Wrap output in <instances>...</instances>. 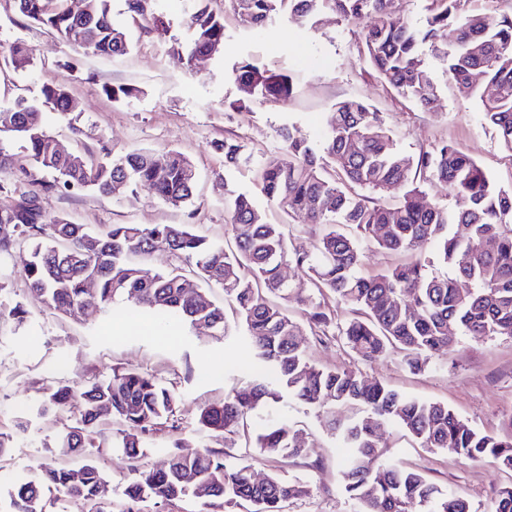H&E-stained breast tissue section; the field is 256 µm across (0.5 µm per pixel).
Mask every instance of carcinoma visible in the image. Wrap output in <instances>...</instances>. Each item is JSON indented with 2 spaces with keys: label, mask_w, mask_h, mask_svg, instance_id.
<instances>
[{
  "label": "carcinoma",
  "mask_w": 512,
  "mask_h": 512,
  "mask_svg": "<svg viewBox=\"0 0 512 512\" xmlns=\"http://www.w3.org/2000/svg\"><path fill=\"white\" fill-rule=\"evenodd\" d=\"M188 15L190 43L179 47L192 64L224 42V16L209 0H192ZM469 0H430L421 26L399 18L403 0H224L240 24L258 26L282 11L300 24L317 28L329 10L336 22L371 18L362 34V51L372 67L398 93L424 110L433 108L437 84L426 53L445 62L446 76L460 93L475 98L484 121L512 154V15L470 14ZM28 21L53 31L67 44L94 55L111 57L130 51L127 31L112 21V0H88L82 17L71 15L68 0H15ZM133 17L151 22L159 32L163 16L156 0H125ZM456 36L448 39V29ZM33 48L14 42L0 56V69L27 70ZM242 108L256 98L285 103L292 78L242 62L233 69ZM481 75L483 83L472 81ZM104 94L115 102L138 92L132 85H111ZM72 96L47 84L40 102L23 96L14 111L0 112V174L29 187L16 202L0 206V254L10 251L14 235L26 238L30 260L25 268L31 293L50 309L77 315L87 306L109 309L121 302L161 312L188 327L204 322L226 334L224 308L199 303L201 287L224 289L243 328L248 364L255 371L251 387L229 392L224 402L201 410L202 430L213 436L235 434L271 403L291 399L332 416L342 447L351 449L341 471V485L356 512H471L469 502L444 493L424 474L385 460L379 430L395 424L424 448H437L472 461L490 460L512 471V433L500 438L482 433L447 406L412 399L382 382L365 383L348 369L325 370L311 364L300 349V328L289 314L296 304L321 333L331 322L312 295L283 282L282 266L302 268L319 295L330 293L352 307L354 317L338 327L359 358L374 361L397 350L416 370L420 357L445 351L451 344L448 326L468 336L512 337V188H505L453 143L422 147L414 155L399 151L383 115L357 99H345L327 114L328 134L319 144L284 129L288 160L261 167V192L285 204L288 216L322 226L312 246L292 242L288 225L263 220L253 197L225 189L224 217L234 246L224 247L193 224H111L92 231L60 216L47 217L41 195L85 190L102 196L146 189L173 206L194 195V168L172 152L157 168L155 154L133 150L121 156L95 157L80 151L59 153L57 134L42 119L40 106L69 120ZM18 140L13 153L5 142ZM225 168L244 156L240 141L214 144ZM448 186L454 203H420L422 187ZM400 192L392 203L359 193L361 189ZM434 245L448 273L437 275L417 255L421 243ZM409 253L407 261L365 277L360 275L366 250ZM163 251L172 259L167 270L150 274L143 263ZM466 281L470 288L459 287ZM93 283L94 290L87 288ZM82 401L80 419L61 434L55 447L72 450L93 445L100 418L112 414L121 428L112 447L132 460L142 456L148 439L169 427L178 396L155 377L136 369H112V376L93 379L75 390L61 382L43 391L38 413L46 416ZM260 453L284 458L306 455L298 431L285 418L261 426L255 437ZM305 493L298 482L277 475L253 481L250 467H231L224 452L174 455L162 470L135 469L125 494L133 502L201 500L222 509L243 502L255 512H285L287 503ZM108 496L102 471L89 462L79 469L44 465L34 479L15 483L5 512H48L47 504L64 512V501H77L103 512Z\"/></svg>",
  "instance_id": "cac0c4a2"
}]
</instances>
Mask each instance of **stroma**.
<instances>
[{
  "label": "stroma",
  "mask_w": 512,
  "mask_h": 512,
  "mask_svg": "<svg viewBox=\"0 0 512 512\" xmlns=\"http://www.w3.org/2000/svg\"><path fill=\"white\" fill-rule=\"evenodd\" d=\"M210 5L224 15V42L211 59L191 65L174 48L175 42L190 39V0H158L157 9L169 24L162 35L145 33L143 21L129 17L123 0H112L114 22L133 41L129 53L116 57L71 47L17 14L11 0H0V47L20 39L34 49L28 70L0 72V112L9 111L17 95L32 98L43 85H58L79 103L72 118L84 130L82 143L90 151L119 156L149 149L161 159L177 151L197 173L195 195L178 207L144 190L115 196L58 192L41 198L47 215L63 214L94 230L110 224H195L211 238L227 242L231 233L224 221V186L229 183L253 195L267 222L289 223L297 242L309 243L318 227L289 220L283 204L267 200L258 187V169L260 163L283 159L284 127L321 142L326 113L344 99L362 100L382 112L400 151L412 154L452 142L500 185L512 188V154L484 122L476 102L442 76L439 61L429 62L439 87L430 111L398 95L366 62L360 37L369 18L306 29L280 13L262 26L246 27L225 11L224 0H211ZM244 60L291 74L294 90L288 103L257 100L240 110L230 108L238 95L233 68ZM113 84L133 85L139 94L113 102L103 93L104 86ZM227 137L241 141L251 156L229 172L223 155L214 149L215 142ZM28 260L29 250L22 244L0 258V432L14 436L12 448L0 457L1 502H9L18 478L36 477L43 464L76 469L91 461L107 475L112 512H201L192 501L131 503L125 487L134 473L122 450L112 445L118 425L111 415L101 418L95 447L66 451L54 441L74 425L80 402L47 416L37 413L42 389L52 382L61 380L78 389L113 369L134 367L174 389L181 419L180 430L154 435L140 460L143 468H163L175 453L192 456L220 449L231 464L250 466L256 478L277 474L306 485L307 494L292 500L288 512H355L339 483V463L346 451L316 409L296 402L270 409L302 435L306 454L297 458L262 456L241 436L213 438L197 431L202 408L223 402L230 389L247 388L253 380L239 345L241 328L230 327L224 337L176 326L164 338L153 331L158 318L129 303L107 314L93 309L79 319L66 316L31 294L25 277ZM18 306L25 311L20 319L12 314ZM299 342L318 367L347 368L365 382L380 381L411 397L444 403L483 432L504 433L512 420L511 337H457L453 347L428 356L418 370L408 369L396 352L361 360L342 340H319L307 327ZM20 418L28 420L27 431L16 430ZM379 440L392 464L418 470L442 491L465 496L472 512H492L501 488L512 485L511 471L420 447L399 427L385 426Z\"/></svg>",
  "instance_id": "1"
}]
</instances>
